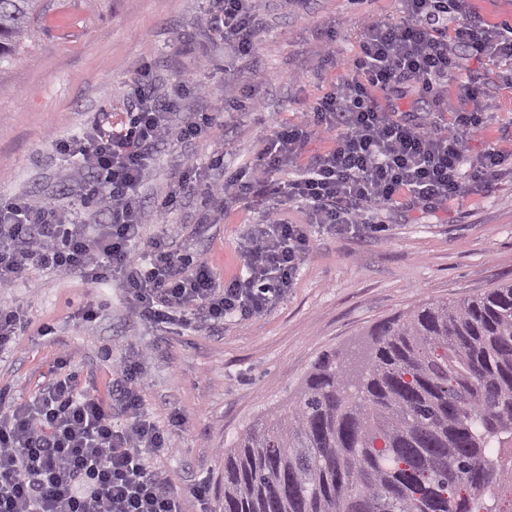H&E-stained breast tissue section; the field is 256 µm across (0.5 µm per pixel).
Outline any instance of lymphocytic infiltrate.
Here are the masks:
<instances>
[{"label": "lymphocytic infiltrate", "instance_id": "lymphocytic-infiltrate-1", "mask_svg": "<svg viewBox=\"0 0 512 512\" xmlns=\"http://www.w3.org/2000/svg\"><path fill=\"white\" fill-rule=\"evenodd\" d=\"M212 3L210 23L225 45L252 54L262 27L257 0ZM399 8L403 25L366 23L357 77L319 98L303 119L282 125L253 162L212 189L219 206L266 194L301 203L307 224L339 234L373 211L445 204L462 198L468 183L498 176L502 152L487 148L473 165L463 152L464 135L484 123V81L470 74L459 80L455 101L446 93L464 57L512 59V26L488 24L468 0H399ZM457 16L462 24L449 26ZM406 81L420 101L451 112L445 128L434 112H399L379 102L378 93ZM133 97L127 124L94 126L79 149L82 168L99 175L90 192L108 223L90 235L63 222L53 204L0 202V288L35 269L77 271L99 284L119 281L130 314L157 326H215L229 316L263 314L294 285L309 247L306 224L269 208L242 247L245 275L223 282L207 262L176 258L162 239L151 242L149 263L139 262L132 247L142 238L140 185L171 114L145 79L136 80ZM320 132L333 136V146L303 159V147ZM294 168L297 178L276 182V174ZM123 372L124 386L109 398L78 391L72 377L56 381L34 406L9 404L0 393V512H181L178 491L144 462L146 452L165 448L167 433L144 414L138 360L129 358Z\"/></svg>", "mask_w": 512, "mask_h": 512}]
</instances>
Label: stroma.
I'll use <instances>...</instances> for the list:
<instances>
[{"label":"stroma","instance_id":"obj_1","mask_svg":"<svg viewBox=\"0 0 512 512\" xmlns=\"http://www.w3.org/2000/svg\"><path fill=\"white\" fill-rule=\"evenodd\" d=\"M47 5L46 25L0 61V200L53 203L72 222L106 223L84 191L96 174L57 151L55 140L74 143L98 120L126 119L140 71L161 100L174 86H190L140 188L143 238L133 253L147 260L150 241L163 236L177 256L208 262L224 280L243 274L240 250L251 225L265 218L263 203L220 212L193 193L163 214L158 200L189 164L202 182L221 184L280 125L300 120L355 75L367 18L403 21L397 0H260L265 26L254 53L240 57L212 28L208 0ZM331 27L335 57L322 65ZM463 69L488 80L484 124L466 134V158L490 147L507 158L491 185H473L465 198L432 212L378 211L366 235L311 226L288 294L249 321L228 317L214 328H156L131 317L119 285L99 288L78 273L31 271L0 288V306L23 305L28 319L15 348L0 352V392L30 404L70 374L79 389L105 397L122 380V362L137 356L144 412L168 431L166 448L145 464L180 492L182 512H215L224 494L225 449L255 420L281 410L324 353L356 349L371 327L423 303L467 298L512 280V63L472 58ZM261 73L267 81L246 109L225 114L238 88ZM193 112L214 113L215 128L180 141L176 131ZM219 152L224 164L212 166ZM90 300L101 308L87 322L81 308ZM198 484L207 486L206 500L194 497Z\"/></svg>","mask_w":512,"mask_h":512}]
</instances>
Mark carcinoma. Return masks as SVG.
<instances>
[{
	"instance_id": "obj_1",
	"label": "carcinoma",
	"mask_w": 512,
	"mask_h": 512,
	"mask_svg": "<svg viewBox=\"0 0 512 512\" xmlns=\"http://www.w3.org/2000/svg\"><path fill=\"white\" fill-rule=\"evenodd\" d=\"M46 17L0 0V59ZM367 336L224 451L220 512H512V282Z\"/></svg>"
}]
</instances>
